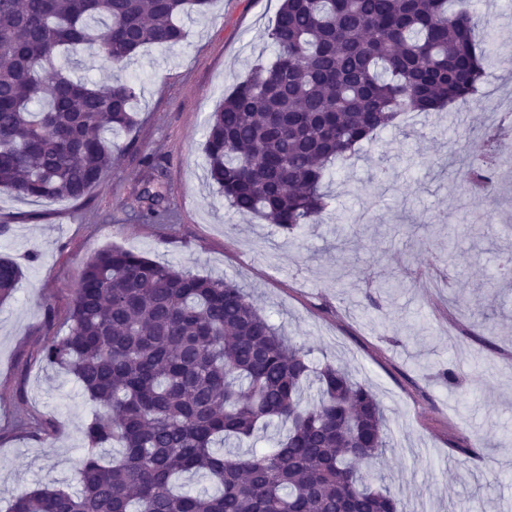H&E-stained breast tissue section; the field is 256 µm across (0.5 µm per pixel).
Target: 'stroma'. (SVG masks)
<instances>
[{
  "label": "stroma",
  "mask_w": 512,
  "mask_h": 512,
  "mask_svg": "<svg viewBox=\"0 0 512 512\" xmlns=\"http://www.w3.org/2000/svg\"><path fill=\"white\" fill-rule=\"evenodd\" d=\"M280 0H214L183 17L184 41L147 48L125 68L98 47L71 65L98 85H138L133 130L99 185L81 200H33L0 191V255L22 279L0 305V512L37 486H75L82 429L96 410L72 376L46 366L42 348L66 335L86 261L112 247L199 275L235 280L270 321L369 385L388 416L389 446L369 471L418 512H512V282L495 278L512 252V163L492 195L459 189L460 147L492 112L512 106V0L472 4L494 38L485 79L493 91L429 115L399 118L326 181L324 223L287 235L236 214L204 168L211 112L256 56L274 61L264 32ZM162 173L168 220L132 212L145 173ZM364 219L355 258L337 259L328 228ZM461 296V311L450 303ZM493 326L488 345L477 341ZM453 369L458 382L440 376ZM472 449L462 462L461 449Z\"/></svg>",
  "instance_id": "stroma-1"
}]
</instances>
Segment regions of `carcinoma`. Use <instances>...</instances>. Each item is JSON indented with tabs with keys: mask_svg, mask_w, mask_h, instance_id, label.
<instances>
[{
	"mask_svg": "<svg viewBox=\"0 0 512 512\" xmlns=\"http://www.w3.org/2000/svg\"><path fill=\"white\" fill-rule=\"evenodd\" d=\"M212 0H0V190L79 200L112 166L108 135L136 125V83L90 87L54 66L97 44L121 69L146 46L173 48L181 17ZM449 0H283L277 50L211 113L204 153L229 206L292 233L321 224L329 169L405 112L474 98L490 49L468 4ZM467 190L493 186L498 144L471 139ZM136 216L167 218L144 188ZM364 225L334 226L343 245ZM21 267L0 256V304ZM100 411L84 429L77 488L39 486L9 512H406L364 467L387 444L385 409L343 367L319 368L238 283L111 248L85 263L68 333L43 348ZM273 447L238 452L272 423ZM119 447L104 460L102 451ZM218 487L185 490L183 475Z\"/></svg>",
	"mask_w": 512,
	"mask_h": 512,
	"instance_id": "1",
	"label": "carcinoma"
}]
</instances>
